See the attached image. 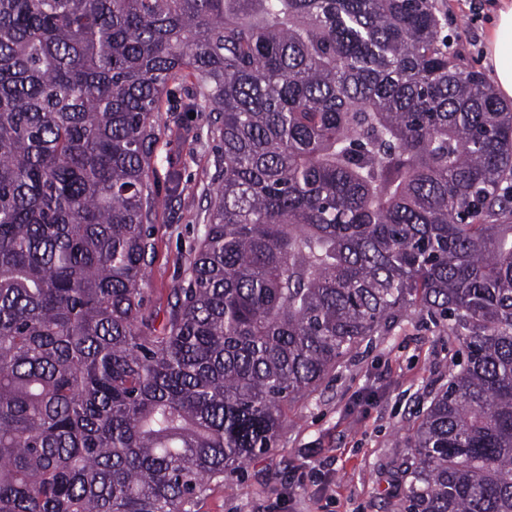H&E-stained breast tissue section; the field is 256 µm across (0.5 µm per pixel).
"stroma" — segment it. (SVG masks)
<instances>
[{"label":"stroma","instance_id":"35a3bbf8","mask_svg":"<svg viewBox=\"0 0 512 512\" xmlns=\"http://www.w3.org/2000/svg\"><path fill=\"white\" fill-rule=\"evenodd\" d=\"M441 3L452 53L489 75L485 47L495 0ZM213 119L207 104L190 105L182 89L160 115L151 179L167 200L150 226L148 269L149 296L160 311L173 303L207 221L204 192L217 159L208 136ZM176 182L186 192L171 194ZM455 348L447 330L406 313L389 333L362 342L289 411L273 454L252 460L241 476L213 481L193 512H392L394 475L407 455L402 439L447 383Z\"/></svg>","mask_w":512,"mask_h":512}]
</instances>
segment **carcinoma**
<instances>
[{
	"label": "carcinoma",
	"mask_w": 512,
	"mask_h": 512,
	"mask_svg": "<svg viewBox=\"0 0 512 512\" xmlns=\"http://www.w3.org/2000/svg\"><path fill=\"white\" fill-rule=\"evenodd\" d=\"M437 0H0V512H191L409 309L458 342L403 512H512V106ZM216 113L164 317L171 87Z\"/></svg>",
	"instance_id": "cac0c4a2"
}]
</instances>
